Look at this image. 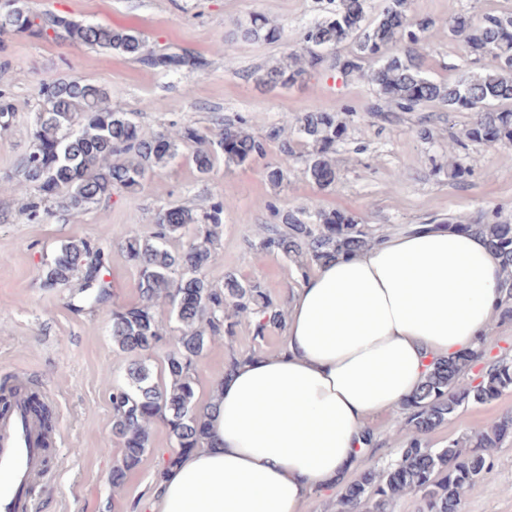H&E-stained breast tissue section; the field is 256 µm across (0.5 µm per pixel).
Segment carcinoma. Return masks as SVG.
<instances>
[{
    "label": "carcinoma",
    "mask_w": 512,
    "mask_h": 512,
    "mask_svg": "<svg viewBox=\"0 0 512 512\" xmlns=\"http://www.w3.org/2000/svg\"><path fill=\"white\" fill-rule=\"evenodd\" d=\"M409 0H383L382 8L367 20L366 0H329L323 19L306 26L301 48L288 53L262 71L257 82L269 88H286L305 80L325 63L344 76L358 75L373 87L374 98L367 111L415 112L433 106L450 114L472 112L475 118L466 138L479 144L512 146V12L486 14L473 20L466 15L443 23L448 37L460 42L464 55L483 58L490 64L480 71L467 66L448 81H436L424 71L418 46L438 32L436 23L408 16ZM28 33L37 38L97 48L129 56L146 69L165 75L206 66L199 56L147 49L142 35L133 29H117L99 23H83L46 11H30L27 0H6L0 6V34ZM246 40L276 43L284 40V27L261 15L241 29ZM354 46L349 56L340 54L345 44ZM379 59L366 72L362 62ZM42 104L32 115L33 145L20 162L24 181L37 185L46 198H60L73 210L98 204L120 189L128 193L144 188L149 174L165 167L182 147L194 148L192 161L206 176L219 160L230 167L243 166L266 155L267 143L280 137L271 128L263 137L246 128V119L226 120L217 136L191 122H174L170 129L144 136L135 119L112 109L107 90L78 76L46 81L41 89ZM298 137L311 150L305 156V170L320 188L335 184L336 144L347 134L339 116L314 106L296 119ZM296 152L292 144L280 145V161L266 167L265 177L279 186ZM226 201L218 199L208 207L175 206L176 219H165L160 210L156 231L149 237L121 236L120 250L138 268L136 288L139 303L112 309L110 332L116 349L127 354L149 355L168 337L154 307L165 298L180 322L173 337L176 348L167 354L168 381H155L146 362L133 363L125 380L112 386V434L123 447L121 464L112 469V484L125 479L149 445V425L162 421L177 448H196L206 440L211 405L196 399L194 372L206 348L232 333L238 320L253 322L255 336L262 338L271 327L281 325L283 314L267 296L260 283L224 276L216 287L203 275L213 261L215 243L223 225ZM287 230L266 225L259 243L265 252L297 264L307 274L300 258L319 263L368 247L375 234L356 216L339 210H317L301 218V212L285 216ZM460 227L485 236L501 259L507 295L503 314L512 317V224L500 220L499 212L484 215L475 224L460 226L454 219L425 224L422 231ZM193 229L179 251L172 240ZM101 251L83 239L62 243L42 269L43 286L66 288L81 278L79 302L103 305L112 299L110 282L104 279ZM470 360H435L407 403L402 427L411 436L400 456L381 468L366 467L349 482L334 508L336 512H388L389 506L408 493L421 496L420 512H460L465 490L483 476L486 458L512 433V417H505L474 436L451 440L443 448L429 446L426 436L450 421L469 402H486L512 390V361L502 358L488 367L476 385L460 383ZM34 411L47 433L55 428L52 410L42 394H30Z\"/></svg>",
    "instance_id": "obj_1"
}]
</instances>
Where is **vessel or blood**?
I'll use <instances>...</instances> for the list:
<instances>
[{
	"instance_id": "obj_1",
	"label": "vessel or blood",
	"mask_w": 512,
	"mask_h": 512,
	"mask_svg": "<svg viewBox=\"0 0 512 512\" xmlns=\"http://www.w3.org/2000/svg\"><path fill=\"white\" fill-rule=\"evenodd\" d=\"M42 426L25 398L0 410V512H37V488L49 478Z\"/></svg>"
}]
</instances>
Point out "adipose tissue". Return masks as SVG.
<instances>
[{"instance_id":"obj_1","label":"adipose tissue","mask_w":512,"mask_h":512,"mask_svg":"<svg viewBox=\"0 0 512 512\" xmlns=\"http://www.w3.org/2000/svg\"><path fill=\"white\" fill-rule=\"evenodd\" d=\"M505 294L499 258L467 230L394 232L319 265L288 301L282 351L225 376L206 443L165 469L150 512H304L432 360L481 347Z\"/></svg>"}]
</instances>
